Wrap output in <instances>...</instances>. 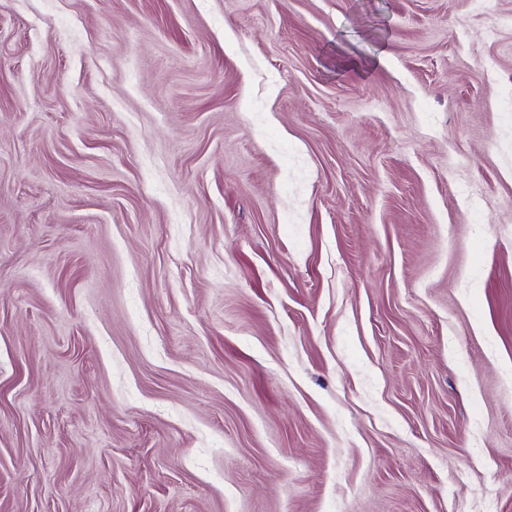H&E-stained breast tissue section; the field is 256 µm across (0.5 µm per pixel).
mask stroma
Listing matches in <instances>:
<instances>
[{"label": "stroma", "instance_id": "1", "mask_svg": "<svg viewBox=\"0 0 512 512\" xmlns=\"http://www.w3.org/2000/svg\"><path fill=\"white\" fill-rule=\"evenodd\" d=\"M0 512H512V0H0Z\"/></svg>", "mask_w": 512, "mask_h": 512}]
</instances>
